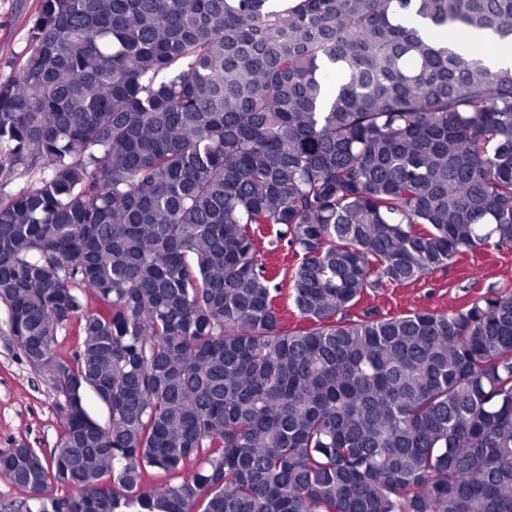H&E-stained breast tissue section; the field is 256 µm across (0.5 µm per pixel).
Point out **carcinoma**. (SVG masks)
Here are the masks:
<instances>
[{"instance_id": "obj_1", "label": "carcinoma", "mask_w": 512, "mask_h": 512, "mask_svg": "<svg viewBox=\"0 0 512 512\" xmlns=\"http://www.w3.org/2000/svg\"><path fill=\"white\" fill-rule=\"evenodd\" d=\"M271 5L39 0L0 81V303L60 396L51 454L0 449L25 512H512V291L353 314L512 250V66L401 21L512 42V0Z\"/></svg>"}]
</instances>
